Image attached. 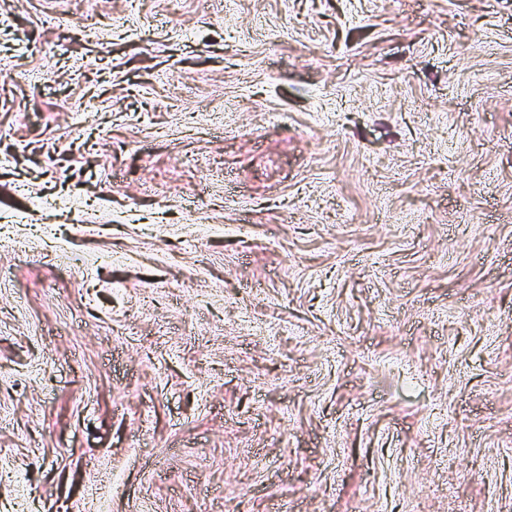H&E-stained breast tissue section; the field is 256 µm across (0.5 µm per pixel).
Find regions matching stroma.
<instances>
[{
    "label": "stroma",
    "mask_w": 512,
    "mask_h": 512,
    "mask_svg": "<svg viewBox=\"0 0 512 512\" xmlns=\"http://www.w3.org/2000/svg\"><path fill=\"white\" fill-rule=\"evenodd\" d=\"M224 2L0 0V512H512V0Z\"/></svg>",
    "instance_id": "stroma-1"
}]
</instances>
